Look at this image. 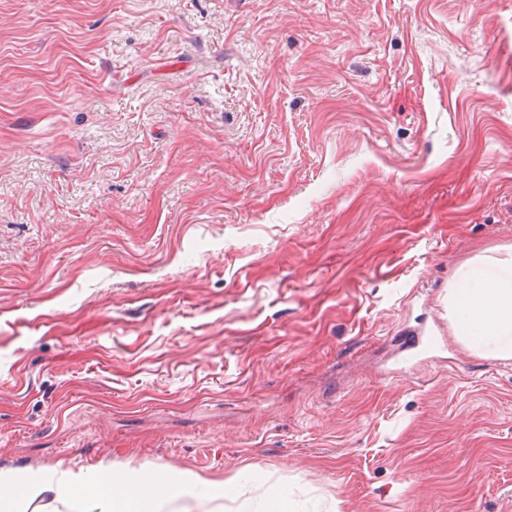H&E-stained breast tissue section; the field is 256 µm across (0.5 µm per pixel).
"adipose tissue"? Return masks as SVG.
<instances>
[{
    "label": "adipose tissue",
    "instance_id": "ef3b65f1",
    "mask_svg": "<svg viewBox=\"0 0 512 512\" xmlns=\"http://www.w3.org/2000/svg\"><path fill=\"white\" fill-rule=\"evenodd\" d=\"M457 339L487 356L512 359V257L482 258L459 272L448 291ZM224 495L223 482H204L195 473L169 478L136 470L119 476L104 464L91 470L0 471V512H45L48 502L69 512H164L167 504L197 485Z\"/></svg>",
    "mask_w": 512,
    "mask_h": 512
}]
</instances>
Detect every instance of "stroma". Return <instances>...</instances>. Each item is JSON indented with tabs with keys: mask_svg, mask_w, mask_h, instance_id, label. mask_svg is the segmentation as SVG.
<instances>
[{
	"mask_svg": "<svg viewBox=\"0 0 512 512\" xmlns=\"http://www.w3.org/2000/svg\"><path fill=\"white\" fill-rule=\"evenodd\" d=\"M512 0H0V470L174 512H512ZM473 263L448 291L455 336L474 352L512 359V255ZM197 485H207L219 496L223 482L203 479L195 473L169 478L131 470L116 475L104 464L91 470L57 467L50 470L0 471L1 512H58L61 504L74 512H163L167 504ZM50 496L51 501L44 503Z\"/></svg>",
	"mask_w": 512,
	"mask_h": 512,
	"instance_id": "35a3bbf8",
	"label": "stroma"
}]
</instances>
